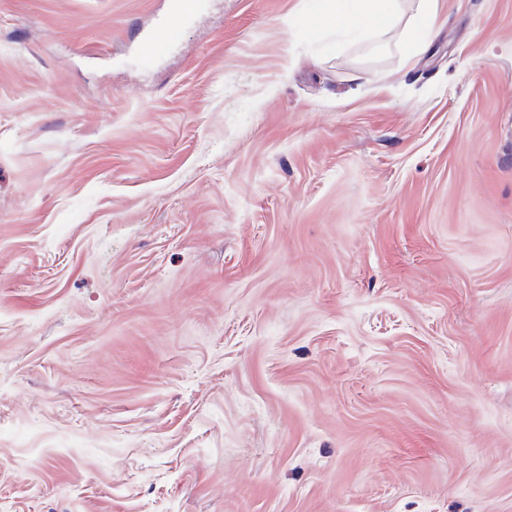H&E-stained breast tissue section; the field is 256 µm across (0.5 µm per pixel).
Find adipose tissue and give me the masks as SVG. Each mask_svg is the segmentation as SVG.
I'll return each mask as SVG.
<instances>
[{
    "mask_svg": "<svg viewBox=\"0 0 512 512\" xmlns=\"http://www.w3.org/2000/svg\"><path fill=\"white\" fill-rule=\"evenodd\" d=\"M436 3L417 0L413 26L401 23V0H316L305 19L308 28L321 33L332 30L355 39L396 34L404 57L411 59L423 48L422 35L437 27Z\"/></svg>",
    "mask_w": 512,
    "mask_h": 512,
    "instance_id": "1",
    "label": "adipose tissue"
}]
</instances>
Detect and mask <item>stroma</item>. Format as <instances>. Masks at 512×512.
<instances>
[{
  "instance_id": "1",
  "label": "stroma",
  "mask_w": 512,
  "mask_h": 512,
  "mask_svg": "<svg viewBox=\"0 0 512 512\" xmlns=\"http://www.w3.org/2000/svg\"><path fill=\"white\" fill-rule=\"evenodd\" d=\"M307 7L0 0V512H512V0ZM199 0H176L172 11L163 25L165 39L148 43L144 48L147 59L162 53L168 45L177 37L179 29L187 16L199 5ZM314 6L305 15L310 30L318 33L336 31L360 39L389 35L403 16L400 0H324L311 1ZM416 1V27H414V23L412 25L406 24L397 36V44L407 60H411L421 52L423 41L420 37L426 33L430 34L437 27V0Z\"/></svg>"
}]
</instances>
